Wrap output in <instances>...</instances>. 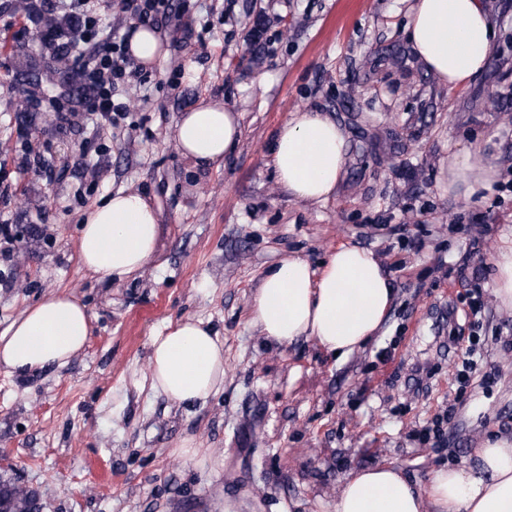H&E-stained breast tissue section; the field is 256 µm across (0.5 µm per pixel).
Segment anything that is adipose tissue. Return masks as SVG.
<instances>
[{
  "mask_svg": "<svg viewBox=\"0 0 512 512\" xmlns=\"http://www.w3.org/2000/svg\"><path fill=\"white\" fill-rule=\"evenodd\" d=\"M484 0H413L405 34L427 72L449 89L468 84L488 65L495 36ZM242 131L237 114L222 103L199 105L178 120L174 140L195 168H220ZM277 182L296 200L327 201L346 161V134L329 116L297 111L278 128L270 149ZM458 151L441 169L449 193L473 199L490 191L500 172ZM159 213L139 191L108 196L88 210L78 239L80 262L100 280L130 278L153 258ZM393 301V288L372 251L342 246L320 269L289 257L262 278L251 323L265 340L285 346L304 337L347 359L375 336ZM91 316L72 295L48 297L28 307L0 334V365L28 376L63 367L86 346ZM150 383L177 403L208 400L224 384V344L202 321L168 324L150 339ZM477 467H441L427 485L393 465L363 469L336 491L333 512H512V433L486 440Z\"/></svg>",
  "mask_w": 512,
  "mask_h": 512,
  "instance_id": "1",
  "label": "adipose tissue"
}]
</instances>
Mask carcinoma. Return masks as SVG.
Here are the masks:
<instances>
[{
	"mask_svg": "<svg viewBox=\"0 0 512 512\" xmlns=\"http://www.w3.org/2000/svg\"><path fill=\"white\" fill-rule=\"evenodd\" d=\"M12 7L23 11L42 34L44 49L48 54L44 68L36 69L28 64L20 66L17 77L25 92L17 119L24 126L31 123L32 112L36 111V90L43 82L55 83L72 70L71 32L80 26L81 20L74 14L62 13L46 0H11ZM0 497L9 512H39L38 496L16 485L12 478L0 477Z\"/></svg>",
	"mask_w": 512,
	"mask_h": 512,
	"instance_id": "cac0c4a2",
	"label": "carcinoma"
}]
</instances>
